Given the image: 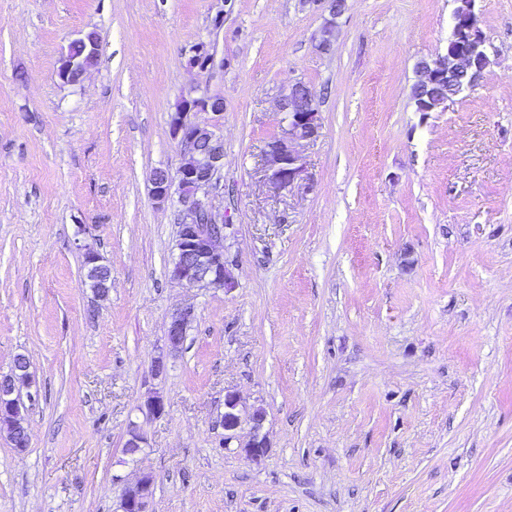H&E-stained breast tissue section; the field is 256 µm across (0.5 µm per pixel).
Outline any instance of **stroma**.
Here are the masks:
<instances>
[{"label": "stroma", "mask_w": 512, "mask_h": 512, "mask_svg": "<svg viewBox=\"0 0 512 512\" xmlns=\"http://www.w3.org/2000/svg\"><path fill=\"white\" fill-rule=\"evenodd\" d=\"M456 6L347 0L322 53L310 0H234L218 32L221 0H0V372L22 354L37 379L28 448L0 437V512H120L142 474L149 512H512V0H477L479 87L415 111ZM87 30L100 55L63 83ZM202 41L223 75L187 67ZM298 81L321 128L306 180L277 192L260 153ZM196 85L224 99L193 119L224 140L226 292L170 282L176 208L149 181L180 163L170 115ZM228 391L266 413L260 461L224 440ZM81 45L82 51L78 47L71 49L72 44ZM100 38L96 31L90 30L83 32L79 37L72 40L66 53L61 58L58 69L59 78L67 84H75L83 78L88 68L97 59L100 52ZM100 256L97 252L90 248H86L85 252V264L87 268L85 285L92 288L100 296H105L109 291V280L110 276L104 277L101 273L104 271H110V269L100 263ZM194 315L195 309L192 305H185L171 314L165 331L167 353H177L181 350L187 324L194 318Z\"/></svg>", "instance_id": "1"}]
</instances>
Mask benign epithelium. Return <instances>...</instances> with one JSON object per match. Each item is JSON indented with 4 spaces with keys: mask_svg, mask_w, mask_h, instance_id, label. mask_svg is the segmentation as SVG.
Listing matches in <instances>:
<instances>
[{
    "mask_svg": "<svg viewBox=\"0 0 512 512\" xmlns=\"http://www.w3.org/2000/svg\"><path fill=\"white\" fill-rule=\"evenodd\" d=\"M327 10L330 19L314 36L317 49L327 53L335 41L336 18L346 4L337 0H312ZM74 42L82 51L67 49L61 58L59 78L67 84H75L83 78L100 52V38L96 31L83 32ZM490 64L485 37L479 27L476 0H460L454 10L448 37V53L423 58L416 64L417 79L411 93L418 100L420 112H442L448 103L460 95L474 90L481 84ZM187 66L212 76L224 71V61L216 58L211 46L197 43L187 58ZM189 91L175 112L170 116L172 137L180 148V165L175 173L154 170L150 175L152 194L159 203H165L177 194L178 235L175 254L168 268L170 281L180 285L229 290L233 278L223 242L235 234V225L224 223V214L216 210L200 191L218 183L224 170V141L213 129L191 120V113L212 112L221 115L223 99L207 91L196 95ZM281 132L268 141L261 151V166L268 182L276 190H286L305 173V159L298 146L313 139L320 128V112L315 98L303 82H296L279 95ZM87 268L85 284L100 296L109 291L110 277L103 275L108 267L100 263V256L88 248L85 252ZM195 309L185 305L169 318L165 331L167 353L181 350L187 324L194 318ZM35 384L29 372L27 360L18 359L15 370L0 376V422L8 425V437L12 446L23 452L29 447V435L24 427L27 408L21 399V389ZM265 413L256 408L250 412L239 408L234 393L225 394L224 414L220 423L224 428V442L238 437L243 426L250 428V439L244 445L248 458L257 460L268 448L266 436L261 434ZM145 438L133 426L127 431L123 453L135 455ZM152 481L144 476L130 486L121 500V512H148Z\"/></svg>",
    "mask_w": 512,
    "mask_h": 512,
    "instance_id": "benign-epithelium-1",
    "label": "benign epithelium"
}]
</instances>
